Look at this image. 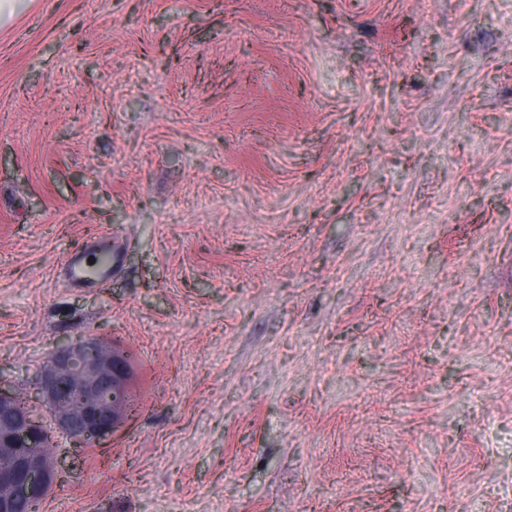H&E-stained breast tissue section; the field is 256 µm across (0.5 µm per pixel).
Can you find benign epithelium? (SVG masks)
I'll return each mask as SVG.
<instances>
[{
    "label": "benign epithelium",
    "mask_w": 512,
    "mask_h": 512,
    "mask_svg": "<svg viewBox=\"0 0 512 512\" xmlns=\"http://www.w3.org/2000/svg\"><path fill=\"white\" fill-rule=\"evenodd\" d=\"M129 353L98 338L56 341L37 378L34 395L0 384V512H15L20 500L42 502L59 485L52 432L72 447H95L130 417ZM49 410L53 429L36 413Z\"/></svg>",
    "instance_id": "benign-epithelium-1"
}]
</instances>
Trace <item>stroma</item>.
Returning a JSON list of instances; mask_svg holds the SVG:
<instances>
[{
    "mask_svg": "<svg viewBox=\"0 0 512 512\" xmlns=\"http://www.w3.org/2000/svg\"><path fill=\"white\" fill-rule=\"evenodd\" d=\"M76 336L139 412L42 512H512V0H31L0 380Z\"/></svg>",
    "mask_w": 512,
    "mask_h": 512,
    "instance_id": "obj_1",
    "label": "stroma"
}]
</instances>
